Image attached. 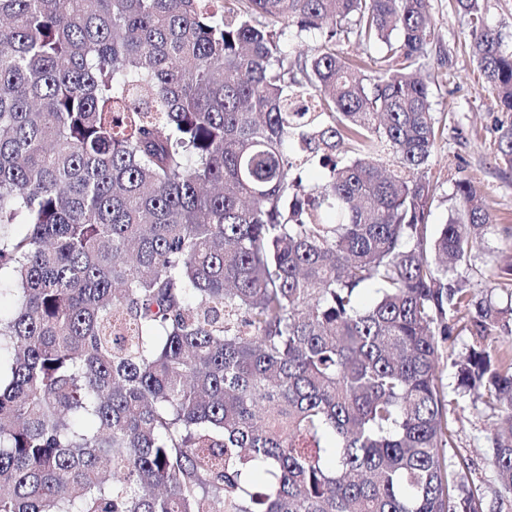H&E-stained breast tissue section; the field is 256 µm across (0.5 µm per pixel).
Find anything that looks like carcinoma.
I'll use <instances>...</instances> for the list:
<instances>
[{"label":"carcinoma","mask_w":512,"mask_h":512,"mask_svg":"<svg viewBox=\"0 0 512 512\" xmlns=\"http://www.w3.org/2000/svg\"><path fill=\"white\" fill-rule=\"evenodd\" d=\"M430 10L0 0V512H485L436 374L460 321L512 496V263L498 296L454 275L491 224L469 181L428 228ZM454 10L512 169V48ZM285 32L283 38L292 55L313 51L321 46L326 37V33L319 31L303 32L301 37H297V28L294 26L287 28Z\"/></svg>","instance_id":"obj_1"}]
</instances>
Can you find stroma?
Segmentation results:
<instances>
[{
  "label": "stroma",
  "instance_id": "stroma-1",
  "mask_svg": "<svg viewBox=\"0 0 512 512\" xmlns=\"http://www.w3.org/2000/svg\"><path fill=\"white\" fill-rule=\"evenodd\" d=\"M435 30L434 54L445 56V66L434 68L430 88L438 116L446 131L430 163L429 175L440 187V197L429 218L431 229L448 219V195L456 181L475 185L486 203L493 226L484 236L468 270L473 282L491 275L497 260L512 251V169L495 160V124L500 114L495 99L477 83L476 62L468 48L463 20L450 13L449 0H431ZM438 371L445 386L453 435L450 461L465 460L470 477L484 496L487 512H512V498H500L489 464L491 440L498 423L497 409L460 393L455 370L441 360Z\"/></svg>",
  "mask_w": 512,
  "mask_h": 512
}]
</instances>
